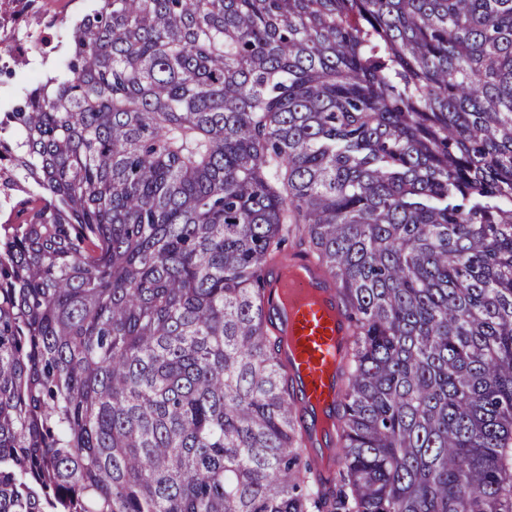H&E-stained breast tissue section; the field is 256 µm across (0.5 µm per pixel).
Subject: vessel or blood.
I'll return each mask as SVG.
<instances>
[{
  "label": "vessel or blood",
  "instance_id": "obj_1",
  "mask_svg": "<svg viewBox=\"0 0 512 512\" xmlns=\"http://www.w3.org/2000/svg\"><path fill=\"white\" fill-rule=\"evenodd\" d=\"M279 266L269 284L270 305L291 338L284 355L295 368V391L312 430L316 452L310 461L329 477L336 464L323 461L320 451L335 444L329 418L336 412V342L348 335L350 321L336 306L333 283L312 261L288 254Z\"/></svg>",
  "mask_w": 512,
  "mask_h": 512
}]
</instances>
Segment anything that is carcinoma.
I'll list each match as a JSON object with an SVG mask.
<instances>
[{
  "instance_id": "1",
  "label": "carcinoma",
  "mask_w": 512,
  "mask_h": 512,
  "mask_svg": "<svg viewBox=\"0 0 512 512\" xmlns=\"http://www.w3.org/2000/svg\"><path fill=\"white\" fill-rule=\"evenodd\" d=\"M0 112V512H512V0H92ZM351 313L336 477L262 275Z\"/></svg>"
}]
</instances>
